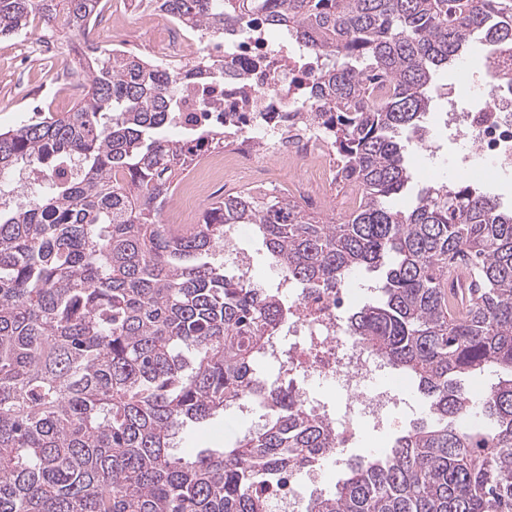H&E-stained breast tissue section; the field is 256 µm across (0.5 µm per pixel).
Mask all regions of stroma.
Wrapping results in <instances>:
<instances>
[{
    "label": "stroma",
    "instance_id": "1",
    "mask_svg": "<svg viewBox=\"0 0 512 512\" xmlns=\"http://www.w3.org/2000/svg\"><path fill=\"white\" fill-rule=\"evenodd\" d=\"M62 47L54 62H36L21 56L12 41L0 39V128L5 129L27 120L36 112H67L83 97L86 88L75 70L71 48L77 43L105 47L107 40L97 28L86 33L57 32ZM487 48L480 41H473L463 58L456 64L440 69L433 78L430 89L432 102L422 120V132L439 147L431 154L420 147L407 148L406 160L413 173L411 187L404 196L392 199L395 208L410 206L417 193L427 186L431 177L450 184L463 182L464 174L454 167L453 161L462 144L453 139L444 127L442 114L447 108L449 96H456L459 106L474 103L466 89L465 71H477ZM409 404L396 412L395 420L386 421L383 428H374L370 422H362L360 435L355 444L345 451L346 456H357L377 448L391 447L393 440L409 430L426 415L421 395L414 388H407ZM242 430L239 418L232 414L188 429L179 444L183 455H193L201 448H220L230 443Z\"/></svg>",
    "mask_w": 512,
    "mask_h": 512
}]
</instances>
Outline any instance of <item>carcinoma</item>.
<instances>
[{
	"instance_id": "1",
	"label": "carcinoma",
	"mask_w": 512,
	"mask_h": 512,
	"mask_svg": "<svg viewBox=\"0 0 512 512\" xmlns=\"http://www.w3.org/2000/svg\"><path fill=\"white\" fill-rule=\"evenodd\" d=\"M102 0H0V36L34 22L81 30ZM200 36L259 13L323 59L302 119L325 132L348 219L292 196L240 191L190 228L159 223L194 147L224 124L163 134L180 111L166 67L87 46L71 112L0 129V194L19 163L45 181L0 201V512H270V485L335 447L257 361L288 323L280 288L225 274L215 254L251 228L283 278L334 289L384 269L383 297L349 314L353 335L426 397L428 421L392 447L348 457L305 512H512V211L472 186L436 183L409 210L400 133L429 111L437 70L474 39L512 53V0H164ZM224 67L204 63L210 93ZM480 284L448 281L450 260ZM264 423L186 457L175 438L241 400Z\"/></svg>"
}]
</instances>
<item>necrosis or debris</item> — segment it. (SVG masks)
<instances>
[{
  "label": "necrosis or debris",
  "instance_id": "4bbe7bcc",
  "mask_svg": "<svg viewBox=\"0 0 512 512\" xmlns=\"http://www.w3.org/2000/svg\"><path fill=\"white\" fill-rule=\"evenodd\" d=\"M141 10L153 27L149 58L182 63L186 75L195 72L199 60L212 56L224 61L221 107L225 123L238 129L240 142L221 156L204 151L213 174L242 182L265 174L275 184L292 173L304 201L322 206L327 188L336 181L335 169L326 162L328 145L318 128L302 133L288 129L319 61L297 62L287 33L268 32L258 18L246 28L225 31L224 45L217 49L188 24L172 19L158 0H143ZM473 88L478 99L474 108L449 100L442 120L468 144L457 159L459 169L492 179L512 170V57L484 59ZM355 298L351 288L293 294L288 323L263 361L265 387L289 385L301 407L324 418L336 438L321 461L279 477L272 512H301L303 487L325 492L326 470L342 464L345 448L358 436L359 419L382 425L401 402L397 384L385 380L383 361L348 328L344 307Z\"/></svg>",
  "mask_w": 512,
  "mask_h": 512
}]
</instances>
